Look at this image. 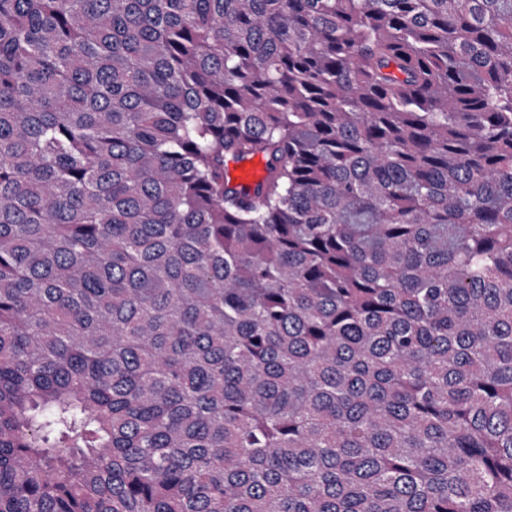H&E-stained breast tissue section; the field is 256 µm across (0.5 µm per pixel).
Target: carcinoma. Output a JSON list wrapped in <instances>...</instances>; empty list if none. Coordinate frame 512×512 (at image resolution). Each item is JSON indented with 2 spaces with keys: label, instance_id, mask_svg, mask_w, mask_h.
<instances>
[{
  "label": "carcinoma",
  "instance_id": "obj_1",
  "mask_svg": "<svg viewBox=\"0 0 512 512\" xmlns=\"http://www.w3.org/2000/svg\"><path fill=\"white\" fill-rule=\"evenodd\" d=\"M0 512H512V0H0Z\"/></svg>",
  "mask_w": 512,
  "mask_h": 512
}]
</instances>
